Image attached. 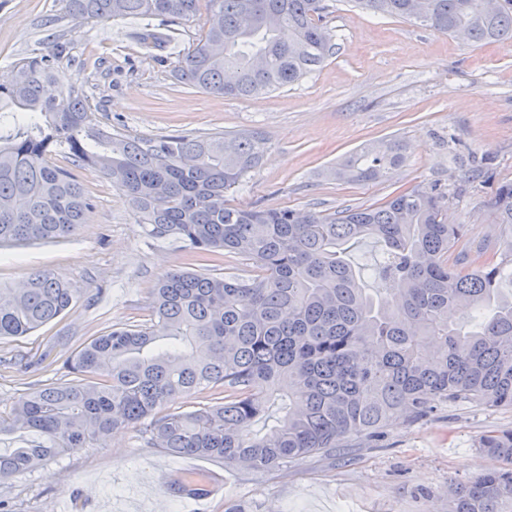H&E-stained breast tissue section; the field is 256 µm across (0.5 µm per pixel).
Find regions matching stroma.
<instances>
[{"mask_svg": "<svg viewBox=\"0 0 512 512\" xmlns=\"http://www.w3.org/2000/svg\"><path fill=\"white\" fill-rule=\"evenodd\" d=\"M323 2L333 55L298 84L259 98L186 88L172 76L177 50L139 47L142 21L73 30L61 18V0H0V79L9 80L18 58L59 37L70 46L65 73L99 106L101 126L141 138L262 134L267 151L230 193L232 205L331 213L437 183L448 190L449 223L464 225L467 242L494 238L490 200L499 182L512 181V41L474 46L372 16L348 0ZM392 138L403 142L406 161L388 178L327 177L329 166L360 145ZM78 176L94 206L76 235L0 248V285L42 269L77 291L57 319L0 339V414L39 386L65 382V361L94 337L148 322L164 273L245 275L252 268L235 254L201 262L180 242L147 237L110 178L91 167ZM496 428H512V408L444 402L422 419H397L382 442L333 462L312 458L256 472L209 460L226 491L199 502L182 491L180 457L149 447L132 427L108 445L65 453L1 483L0 500L11 512H448L449 485L491 467L479 441Z\"/></svg>", "mask_w": 512, "mask_h": 512, "instance_id": "stroma-1", "label": "stroma"}]
</instances>
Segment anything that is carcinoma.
<instances>
[{"label":"carcinoma","instance_id":"1","mask_svg":"<svg viewBox=\"0 0 512 512\" xmlns=\"http://www.w3.org/2000/svg\"><path fill=\"white\" fill-rule=\"evenodd\" d=\"M411 20L409 0H352ZM421 25L463 30L472 43L512 40V0H420ZM64 18L87 24L150 18L141 47L166 42L160 27H202L179 53L176 80L213 95L251 98L291 86L320 67L333 35L315 18L320 0H62ZM68 43L20 58L0 84V246L75 235L92 208L74 169L112 179L154 239L197 254L251 261L246 276L172 270L153 289L147 324L114 327L67 362L72 379L20 398L0 434L36 441L0 450V479L49 458L143 428L161 452L257 471L333 459L372 442L398 415L414 421L440 402L512 408V182L491 206L498 236L464 242L445 220L448 192L413 187L380 204L334 213L236 207L228 194L255 170L267 141L256 133L145 139L99 126L83 86L68 79ZM58 152L71 166L52 161ZM404 160L397 139L361 145L329 169L347 183L388 177ZM382 246L371 293L347 258L354 243ZM76 290L46 270L0 287V339L29 336L60 317ZM167 341L165 347L159 341ZM209 401L165 409L179 396ZM281 416L265 431L253 425ZM495 462L455 483L448 512H512V428L485 434Z\"/></svg>","mask_w":512,"mask_h":512}]
</instances>
